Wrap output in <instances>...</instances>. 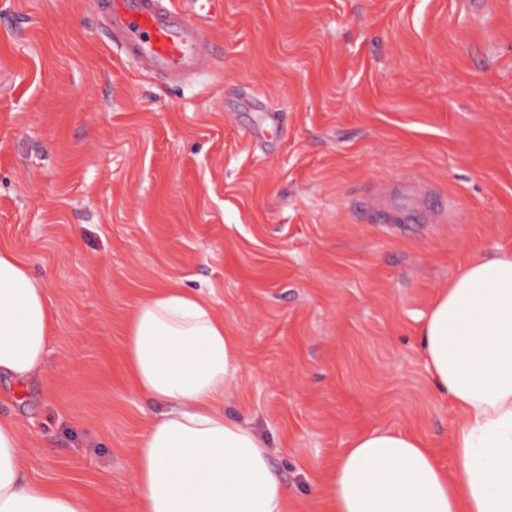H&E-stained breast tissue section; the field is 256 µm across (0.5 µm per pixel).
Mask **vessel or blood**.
Instances as JSON below:
<instances>
[{"instance_id": "vessel-or-blood-1", "label": "vessel or blood", "mask_w": 512, "mask_h": 512, "mask_svg": "<svg viewBox=\"0 0 512 512\" xmlns=\"http://www.w3.org/2000/svg\"><path fill=\"white\" fill-rule=\"evenodd\" d=\"M112 46L151 79L172 86L194 81L214 67L213 45L200 24L217 16L221 0H192L191 10L173 0H92ZM363 210L378 224H429L434 210L427 192L367 199Z\"/></svg>"}]
</instances>
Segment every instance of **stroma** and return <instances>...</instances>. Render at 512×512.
Listing matches in <instances>:
<instances>
[{
  "label": "stroma",
  "mask_w": 512,
  "mask_h": 512,
  "mask_svg": "<svg viewBox=\"0 0 512 512\" xmlns=\"http://www.w3.org/2000/svg\"><path fill=\"white\" fill-rule=\"evenodd\" d=\"M207 28L216 67L173 88L112 50L87 0H0V245L57 320L44 374L0 400L28 476L138 512L153 407L124 336L169 287L238 342L225 409L267 437L295 512H327L317 487L368 430L449 464L456 412L420 331L460 267L512 251V0H223ZM411 181L452 220L355 213Z\"/></svg>",
  "instance_id": "stroma-1"
}]
</instances>
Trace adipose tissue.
Returning a JSON list of instances; mask_svg holds the SVG:
<instances>
[{
	"mask_svg": "<svg viewBox=\"0 0 512 512\" xmlns=\"http://www.w3.org/2000/svg\"><path fill=\"white\" fill-rule=\"evenodd\" d=\"M55 328L43 285L0 249V377L40 374ZM421 349L458 413L450 467L420 435L365 432L321 489L329 512H512V252L453 275L422 326ZM124 358L136 392L163 407L135 451L139 512H292L267 441L224 413L241 350L205 299L179 288L149 296L130 319ZM20 435L0 417V512H92L83 495L28 477Z\"/></svg>",
	"mask_w": 512,
	"mask_h": 512,
	"instance_id": "obj_1",
	"label": "adipose tissue"
}]
</instances>
